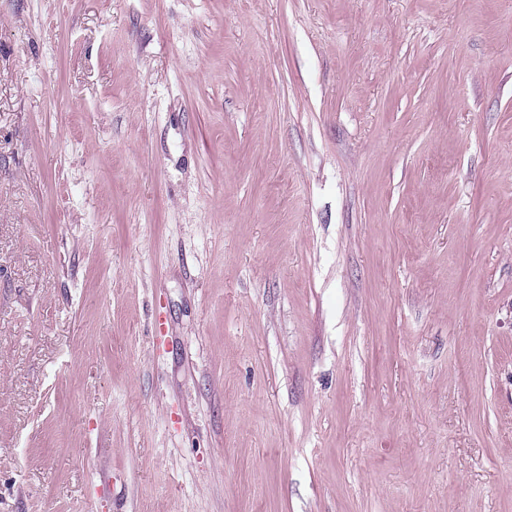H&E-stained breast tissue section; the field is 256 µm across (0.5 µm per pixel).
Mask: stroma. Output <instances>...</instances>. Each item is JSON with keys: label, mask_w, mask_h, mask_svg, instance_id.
Here are the masks:
<instances>
[{"label": "stroma", "mask_w": 512, "mask_h": 512, "mask_svg": "<svg viewBox=\"0 0 512 512\" xmlns=\"http://www.w3.org/2000/svg\"><path fill=\"white\" fill-rule=\"evenodd\" d=\"M0 512H512V0H0Z\"/></svg>", "instance_id": "obj_1"}]
</instances>
